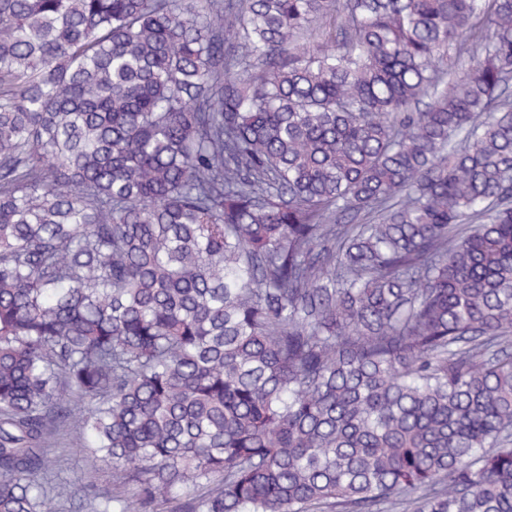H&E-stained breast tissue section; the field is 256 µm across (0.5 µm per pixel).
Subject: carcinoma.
<instances>
[{
	"label": "carcinoma",
	"instance_id": "1",
	"mask_svg": "<svg viewBox=\"0 0 512 512\" xmlns=\"http://www.w3.org/2000/svg\"><path fill=\"white\" fill-rule=\"evenodd\" d=\"M75 506L512 512V0H0V512ZM67 462L71 476L89 477L99 486L112 483L110 468L103 462H99L94 468H91L81 457H72Z\"/></svg>",
	"mask_w": 512,
	"mask_h": 512
}]
</instances>
